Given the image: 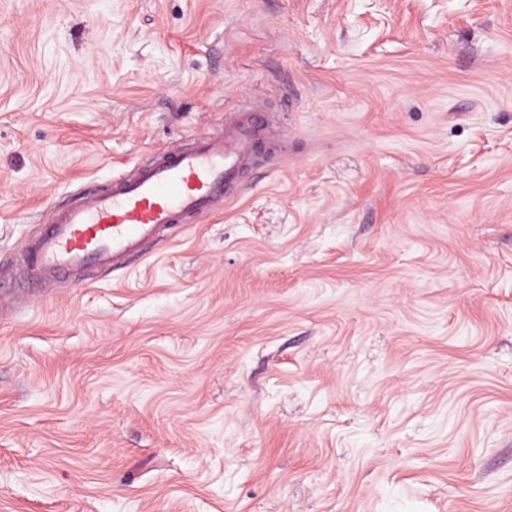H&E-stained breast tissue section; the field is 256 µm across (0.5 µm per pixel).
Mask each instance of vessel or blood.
<instances>
[{
	"mask_svg": "<svg viewBox=\"0 0 512 512\" xmlns=\"http://www.w3.org/2000/svg\"><path fill=\"white\" fill-rule=\"evenodd\" d=\"M279 137L276 114L254 103L230 113L220 131L186 136L137 162L108 188L79 194L29 243L32 279L48 288L80 279L89 267L105 273L124 268L177 226L230 201Z\"/></svg>",
	"mask_w": 512,
	"mask_h": 512,
	"instance_id": "obj_1",
	"label": "vessel or blood"
}]
</instances>
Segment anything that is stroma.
I'll return each mask as SVG.
<instances>
[{"label":"stroma","mask_w":512,"mask_h":512,"mask_svg":"<svg viewBox=\"0 0 512 512\" xmlns=\"http://www.w3.org/2000/svg\"><path fill=\"white\" fill-rule=\"evenodd\" d=\"M244 97L223 211L0 317V512H512V0H0V289Z\"/></svg>","instance_id":"35a3bbf8"}]
</instances>
